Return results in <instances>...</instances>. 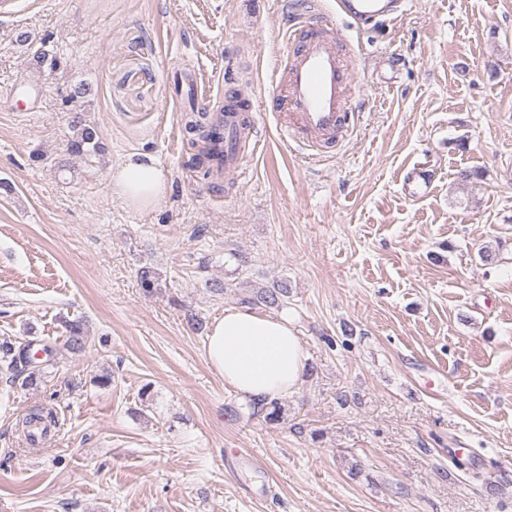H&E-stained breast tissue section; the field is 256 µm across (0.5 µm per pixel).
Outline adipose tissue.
<instances>
[{"instance_id":"obj_1","label":"adipose tissue","mask_w":512,"mask_h":512,"mask_svg":"<svg viewBox=\"0 0 512 512\" xmlns=\"http://www.w3.org/2000/svg\"><path fill=\"white\" fill-rule=\"evenodd\" d=\"M114 192L149 208L164 195L167 177L147 154L128 158L112 173ZM206 357L226 386L248 398L272 400L296 392L306 355L287 314L264 315L246 306L225 308L208 332Z\"/></svg>"}]
</instances>
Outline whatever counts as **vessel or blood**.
<instances>
[{
    "label": "vessel or blood",
    "mask_w": 512,
    "mask_h": 512,
    "mask_svg": "<svg viewBox=\"0 0 512 512\" xmlns=\"http://www.w3.org/2000/svg\"><path fill=\"white\" fill-rule=\"evenodd\" d=\"M336 16L322 13L318 0H310L303 18L291 21L283 31L285 51L273 67L268 96L288 121L285 134L326 149L340 143L351 129L352 58L338 47L342 35L338 22L366 30L383 24L402 6L403 0H335ZM211 121L224 136V169L240 171L242 137L258 138L252 100L238 98L212 113Z\"/></svg>",
    "instance_id": "1"
}]
</instances>
